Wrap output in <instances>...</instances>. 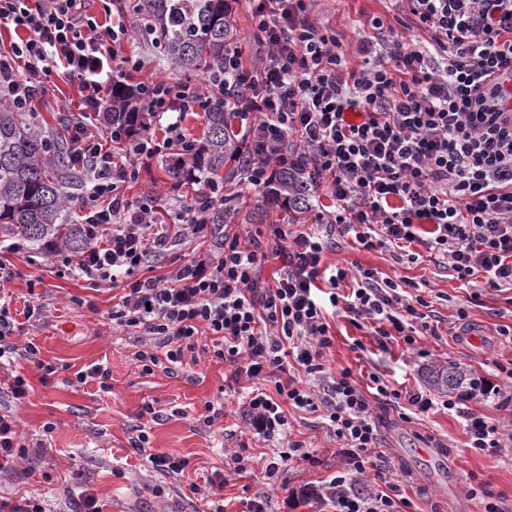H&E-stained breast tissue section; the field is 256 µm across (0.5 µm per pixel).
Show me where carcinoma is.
Instances as JSON below:
<instances>
[{"instance_id":"obj_1","label":"carcinoma","mask_w":512,"mask_h":512,"mask_svg":"<svg viewBox=\"0 0 512 512\" xmlns=\"http://www.w3.org/2000/svg\"><path fill=\"white\" fill-rule=\"evenodd\" d=\"M133 9L159 30L166 58L177 69L205 76L224 70V53L237 39L227 0H134ZM107 117L139 133L149 114L118 81L112 85ZM234 118L235 113L225 111L223 100L206 103L203 137L191 149L170 152L165 158L174 186L219 190L244 175L261 149L245 151L247 141L234 130ZM313 179L306 167L288 169L284 158L266 186V201L286 209L288 200L307 198L306 184ZM73 186L68 153L24 113L0 104V238H17L46 254L89 248L91 239L83 225L72 221L78 202ZM236 215L232 206L216 205L210 215L214 233ZM431 381L452 395L477 385L476 378L455 364L436 368Z\"/></svg>"}]
</instances>
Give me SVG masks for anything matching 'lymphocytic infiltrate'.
<instances>
[{
  "instance_id": "f902f5d3",
  "label": "lymphocytic infiltrate",
  "mask_w": 512,
  "mask_h": 512,
  "mask_svg": "<svg viewBox=\"0 0 512 512\" xmlns=\"http://www.w3.org/2000/svg\"><path fill=\"white\" fill-rule=\"evenodd\" d=\"M86 2L0 0V27L20 33L0 50V102L31 113L53 74L77 81L84 109L68 117L67 134L92 244L65 256L63 265L91 285L123 288L108 318L114 328L149 338L135 354L143 372L163 361L181 363L199 338H210L211 358L248 383L246 433L279 446L271 472L315 459L289 437L286 407L321 412L346 467L321 486L291 491L283 500L290 512L324 500L334 512H400L397 485L372 462L377 400H408L420 415L443 405L464 420L470 447H506L498 426L466 408L464 397L406 396L378 374L369 394L351 370H328L329 309L342 308L354 323L411 348L431 325L421 296L404 295L393 279L358 265L324 264L323 253L338 237L373 250L425 235L457 279L479 275L489 288L512 290V95L498 81L501 70L512 68V0H395L428 43L408 42L372 20L358 42L364 63L353 70L340 33L315 18L310 0H255V37L267 49L259 62L244 66L233 50L223 72L204 84L157 76L134 85L153 118L177 116L160 138L118 125L103 135L89 130L87 115L99 112L113 81L142 63L123 51L126 24L100 26ZM216 87L234 92L241 118L253 119L264 148L246 183L266 186L272 159L284 154L289 165L316 170L314 186L328 188L336 208L309 229L274 228L271 252L228 233L213 254L184 258L161 277L145 275L174 237L207 227L220 197L198 193L174 223L160 224L152 194L132 199L122 187L137 179L140 163L187 146L179 118L200 111ZM111 142L124 147L126 162L113 161ZM271 255L281 268L270 280L263 266ZM23 314L35 323L45 307L31 301ZM24 322L0 302V359L18 357L54 374L23 339ZM369 469L373 481L358 488V476Z\"/></svg>"
}]
</instances>
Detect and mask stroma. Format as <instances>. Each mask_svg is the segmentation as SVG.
I'll return each mask as SVG.
<instances>
[{
    "label": "stroma",
    "instance_id": "obj_1",
    "mask_svg": "<svg viewBox=\"0 0 512 512\" xmlns=\"http://www.w3.org/2000/svg\"><path fill=\"white\" fill-rule=\"evenodd\" d=\"M314 14L330 22L343 36L350 65L360 64L356 46L368 29L371 18H380L385 27L403 30L411 40L422 34L402 29L389 0H316ZM128 51L146 62L141 78L163 76L174 82L203 83L200 75L185 77L172 68L150 39L132 38ZM80 97L74 81L52 76L44 101L38 102L35 124L55 141H64L67 118L78 111ZM154 191L158 221L172 223L175 210L190 201L187 190L176 191L165 172L162 157L142 164L136 182L126 184V197L137 198ZM232 205L247 212L264 206L263 224L251 225L259 234L264 250H271V225L318 223L322 212L333 210L327 188L312 197V207L303 214L286 212L262 202L258 190H244L231 197ZM415 256L395 263L389 249L362 250L349 242L325 252V264H358L377 271L379 277L415 283L417 293L427 301L428 314L439 333L419 337L416 349L390 344L369 328L357 327L344 312H337L332 324L334 343L327 353L330 371L351 369L359 384L369 382L378 372L408 390L427 389L426 374L431 367L455 363L474 377L494 382L498 365L512 361V338L502 328L512 326V292L496 291L481 276L470 282L456 279L445 260L422 245L414 246ZM16 278L7 285L14 317H21L31 293L42 294L48 318L45 323L25 326L27 339L39 349L40 358L56 366L44 375L34 365H22L29 384L24 401L13 398L0 372V412L16 416L21 438L28 447L25 457L14 459L0 470V500L15 506L25 499H39L51 512H69L70 501L61 487L70 483L94 491L103 512H210L214 502H222L223 512H244L247 502L260 491L270 495L268 512H278L286 491L305 483L328 478L343 466L337 442L322 426L318 415L288 409V428L294 439L304 441L317 462L294 461L288 469L260 486L256 473L273 457L266 443L246 440L238 402L221 398V388L231 382L223 362L184 358L174 373L155 368L143 373L135 360L141 348L140 336L113 329L108 312L113 291L95 287L83 279L57 274L50 255L24 250L11 258ZM466 308L469 321L488 336L480 352L464 349L451 332L457 309ZM107 367L110 391H102L98 381L84 385L74 382L76 372L94 365ZM223 400L221 429L205 427L201 421L207 402ZM153 405L155 415L144 414ZM380 431V450L389 476L410 503L408 512H473L471 487L483 486L505 512H512V447L491 452L467 447L462 419L444 409L426 415H404L402 409L375 404ZM54 425L48 436L51 450L37 451L43 428ZM146 428L152 453H177L189 462L187 475H167L146 466L134 445L139 428ZM422 448L441 451L446 456L443 471L419 456ZM241 457L243 472H236L234 457ZM198 492H191V485Z\"/></svg>",
    "mask_w": 512,
    "mask_h": 512
}]
</instances>
